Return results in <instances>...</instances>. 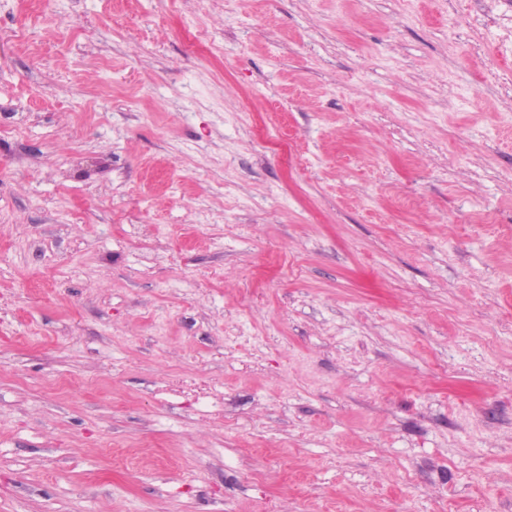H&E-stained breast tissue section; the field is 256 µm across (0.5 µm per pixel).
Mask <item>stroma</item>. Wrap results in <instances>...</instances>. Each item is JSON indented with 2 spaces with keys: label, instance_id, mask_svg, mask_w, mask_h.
<instances>
[{
  "label": "stroma",
  "instance_id": "1",
  "mask_svg": "<svg viewBox=\"0 0 512 512\" xmlns=\"http://www.w3.org/2000/svg\"><path fill=\"white\" fill-rule=\"evenodd\" d=\"M0 512H512V0H0Z\"/></svg>",
  "mask_w": 512,
  "mask_h": 512
}]
</instances>
